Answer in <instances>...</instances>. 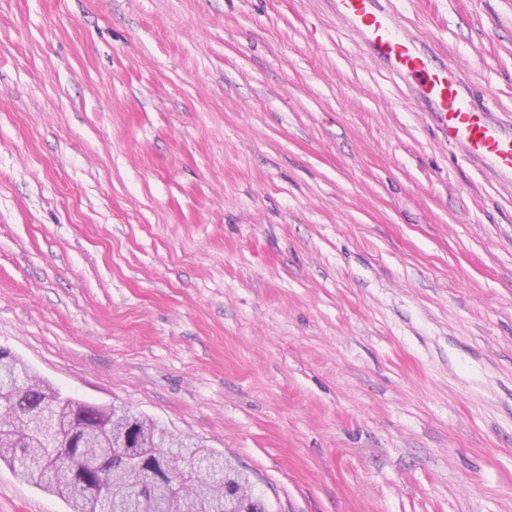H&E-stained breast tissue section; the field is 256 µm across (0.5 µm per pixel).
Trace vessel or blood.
I'll return each mask as SVG.
<instances>
[{
  "label": "vessel or blood",
  "mask_w": 512,
  "mask_h": 512,
  "mask_svg": "<svg viewBox=\"0 0 512 512\" xmlns=\"http://www.w3.org/2000/svg\"><path fill=\"white\" fill-rule=\"evenodd\" d=\"M338 19L361 48L427 103L435 127L465 160L491 161L512 174V126L492 118L489 105H475L463 93L458 69L445 63L433 41L402 27L385 0H330Z\"/></svg>",
  "instance_id": "b4317fda"
}]
</instances>
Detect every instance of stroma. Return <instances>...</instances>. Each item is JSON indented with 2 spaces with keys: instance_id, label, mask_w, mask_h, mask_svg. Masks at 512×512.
Segmentation results:
<instances>
[{
  "instance_id": "stroma-1",
  "label": "stroma",
  "mask_w": 512,
  "mask_h": 512,
  "mask_svg": "<svg viewBox=\"0 0 512 512\" xmlns=\"http://www.w3.org/2000/svg\"><path fill=\"white\" fill-rule=\"evenodd\" d=\"M393 7L512 117V0ZM0 348L271 512H512V182L327 0H0Z\"/></svg>"
}]
</instances>
